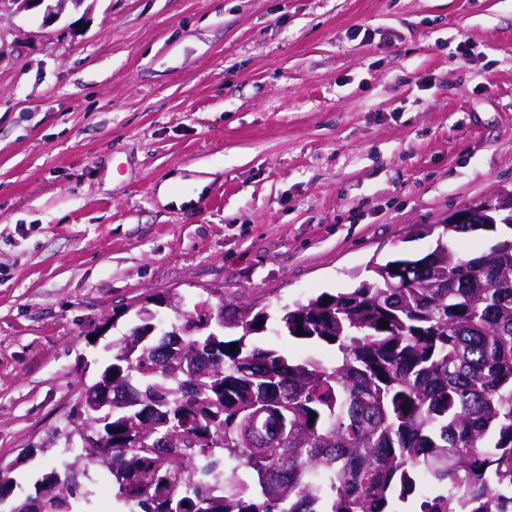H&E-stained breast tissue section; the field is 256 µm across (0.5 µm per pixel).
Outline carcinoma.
Masks as SVG:
<instances>
[{
    "mask_svg": "<svg viewBox=\"0 0 512 512\" xmlns=\"http://www.w3.org/2000/svg\"><path fill=\"white\" fill-rule=\"evenodd\" d=\"M505 224H427L420 258L367 267L358 286L284 305L275 334L323 361L261 342L270 315L240 296L178 309L132 359L112 345V443L98 445L128 512H512V213ZM489 232L461 256L457 234ZM407 265L396 288L381 269ZM388 328L379 327V320ZM236 343L235 351L230 344ZM177 435L171 448L153 442ZM27 500L94 512L81 446Z\"/></svg>",
    "mask_w": 512,
    "mask_h": 512,
    "instance_id": "1",
    "label": "carcinoma"
}]
</instances>
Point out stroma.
Segmentation results:
<instances>
[{
  "label": "stroma",
  "mask_w": 512,
  "mask_h": 512,
  "mask_svg": "<svg viewBox=\"0 0 512 512\" xmlns=\"http://www.w3.org/2000/svg\"><path fill=\"white\" fill-rule=\"evenodd\" d=\"M503 189L512 0L0 13V469L60 465L42 442L146 297L352 288Z\"/></svg>",
  "instance_id": "35a3bbf8"
}]
</instances>
